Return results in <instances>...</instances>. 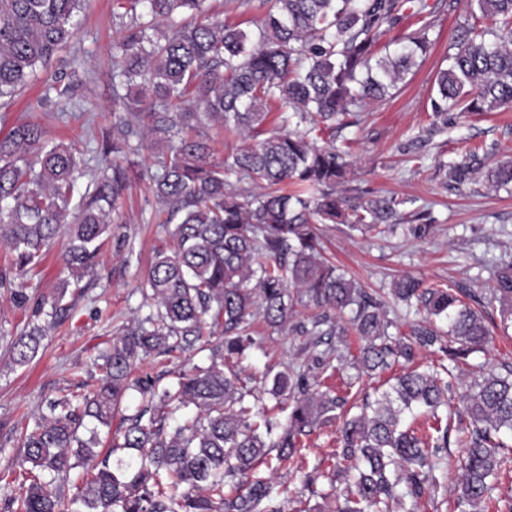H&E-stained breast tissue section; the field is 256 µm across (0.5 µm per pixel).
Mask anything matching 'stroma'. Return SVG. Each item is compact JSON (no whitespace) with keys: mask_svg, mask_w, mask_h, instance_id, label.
<instances>
[{"mask_svg":"<svg viewBox=\"0 0 512 512\" xmlns=\"http://www.w3.org/2000/svg\"><path fill=\"white\" fill-rule=\"evenodd\" d=\"M440 2L432 33L436 44L429 56L394 98L371 103L359 125L342 133L353 142L351 185L373 195L415 199L432 212L435 227L429 236L418 239L323 224L320 245L341 271L383 299L393 282L407 275L428 286L471 294V305L483 314L494 341L487 351L460 362L459 368L466 373L471 365L481 364L500 371L512 365V327L502 328L499 304L490 290L503 261L512 256V195L470 176L445 179L436 164L441 159L461 160L472 149L489 166L512 159V109L465 117L452 112L443 134L423 137L431 121L429 97L439 63L465 13V0ZM117 12V0H87L82 29L72 47L39 72L34 85L18 99L0 104V135L16 123L33 121L42 127L46 139L65 143L80 156L84 163L76 185L80 194L103 179L98 158L114 120L112 44L121 31ZM154 155L153 138L147 135L141 148L124 160L130 186L118 203L121 222L104 236L94 270L69 287L56 317L39 318L47 335L36 357L25 366L9 363L3 339L26 328L32 306L54 294L59 282L68 278L59 253L68 238L60 236L57 250L22 274L13 268L11 253L0 247V272L7 275L6 287L0 288V504L24 491L25 478L18 465L21 432L33 427L48 399L78 393L82 380L97 384L100 373L95 357L111 343L115 326L146 313L141 291L144 274L156 251L175 248L173 227L155 221L157 203L148 180L140 176L152 165ZM18 289L27 293V307L14 304L11 294ZM253 329L255 344L238 370L247 386L259 392V406L272 408L274 403L264 391L263 375L288 371L300 363L308 365L312 382L331 387L353 405L377 398L386 388L388 373L371 376L357 367L356 339L339 346V370L331 374L314 365L323 348L309 337L288 331L269 335L259 318ZM221 342V336L214 335L203 351L152 354L135 365L133 375L150 376L160 389L173 387L184 363L209 365L212 349ZM285 419V413L273 410L272 422ZM337 426L333 420L315 429L303 437L298 458L275 470L260 466V474L272 479L281 497L299 496L310 506L321 502L332 492L329 478L337 466ZM313 471L319 478L312 487H305V476Z\"/></svg>","mask_w":512,"mask_h":512,"instance_id":"obj_1","label":"stroma"}]
</instances>
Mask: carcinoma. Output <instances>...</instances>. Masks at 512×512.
I'll return each instance as SVG.
<instances>
[{
	"label": "carcinoma",
	"instance_id": "carcinoma-1",
	"mask_svg": "<svg viewBox=\"0 0 512 512\" xmlns=\"http://www.w3.org/2000/svg\"><path fill=\"white\" fill-rule=\"evenodd\" d=\"M86 0H0V98L24 90L76 36ZM130 24L113 43L117 60L113 100L117 110L112 145L101 152V171L112 179L72 204L80 161L62 143L43 139L36 123H23L0 138V244L25 271L38 264L61 231L69 243L62 262L74 279L88 273L99 240L110 232V215L127 184L120 158L142 123L167 147L150 174L159 212L178 220L176 249L156 253L145 276L143 318L112 333L98 355L99 383H81V401L63 395L47 401V413L21 436L22 463L31 482L4 512H289L269 479L254 474L276 452L280 463L299 450L300 437L344 408L346 400L311 386L305 375L278 372L268 393L291 411L271 439L273 423L255 411L251 390L224 362L239 360L253 343L259 316L272 332L300 336L355 334L357 364L380 373L417 350L448 338V359H467L485 349L491 332L483 315L447 288L426 287L411 276L392 284L397 303L423 310L425 321L409 337L390 332L385 303L339 273L323 256L317 225L348 224L363 231L379 225L426 237L431 216L404 210L413 200L394 196L337 194L352 172L351 146L336 145V132L355 126L372 101L400 89L430 51L436 5L429 0H225L256 11V30L224 22L206 0H124ZM448 45V64L438 69L430 98L433 116L512 108V0H466ZM401 28L378 55L381 36ZM277 122L268 125L272 106ZM212 122L245 138L221 162L210 160L206 142L192 135ZM460 177L484 173L494 190H512V161L487 171L477 154L460 164L439 161ZM250 188L241 192L230 176ZM70 282L59 283L45 306L57 312ZM492 293L503 323L512 324V261L503 263ZM319 313L296 320L298 308ZM448 323L441 334L430 322ZM222 328L223 349L207 367L178 374L173 389L156 390L150 377L131 380L137 362L200 340L207 325ZM45 336L34 324L10 338V363L32 361ZM449 384L438 374L410 370L361 412L343 418L336 455L345 488L317 512H418L419 501L438 493L435 470L448 465V428L439 408ZM463 419L456 447L457 506L468 512L493 507L492 491L503 460L499 435L512 433V368L479 370L460 379ZM145 405L123 417L122 442L104 458L99 434L84 437L89 418L109 428L127 391ZM194 415L174 425L181 409ZM422 411L433 439L405 425ZM77 473L75 493L65 484Z\"/></svg>",
	"mask_w": 512,
	"mask_h": 512
}]
</instances>
